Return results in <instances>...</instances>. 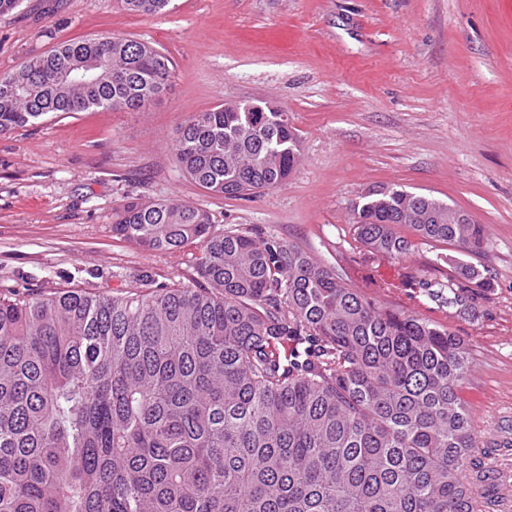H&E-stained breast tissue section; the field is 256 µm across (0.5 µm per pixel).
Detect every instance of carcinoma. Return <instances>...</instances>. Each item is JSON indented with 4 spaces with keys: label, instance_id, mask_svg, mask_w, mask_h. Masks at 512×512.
<instances>
[{
    "label": "carcinoma",
    "instance_id": "1",
    "mask_svg": "<svg viewBox=\"0 0 512 512\" xmlns=\"http://www.w3.org/2000/svg\"><path fill=\"white\" fill-rule=\"evenodd\" d=\"M155 14L170 0H122ZM172 63L133 39L69 40L0 74V134L48 115L138 111ZM190 178L237 199L283 186L301 155L288 113L226 103L178 131ZM356 239L401 257L455 249L448 303L493 289L467 258L484 225L391 186L359 197ZM112 235L146 251L196 244L199 288L0 293V512H478L494 469L473 453L461 392L470 348L384 309L298 247L212 231L175 200L126 202Z\"/></svg>",
    "mask_w": 512,
    "mask_h": 512
}]
</instances>
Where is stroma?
Here are the masks:
<instances>
[{"label":"stroma","mask_w":512,"mask_h":512,"mask_svg":"<svg viewBox=\"0 0 512 512\" xmlns=\"http://www.w3.org/2000/svg\"><path fill=\"white\" fill-rule=\"evenodd\" d=\"M121 35L173 63L161 99L136 112L47 116L0 135V292L140 291V275L198 284L189 245L146 252L112 234L135 198L208 211L213 229H251L312 254L377 306L447 325L475 358L463 397L476 455L504 478L482 512H512V0H171L153 15L120 0H20L0 13V74L73 39ZM273 102L302 136L287 183L216 198L179 165L177 132L223 103ZM467 211L490 243L493 283L478 319L433 296L435 244L368 257L352 206L372 186Z\"/></svg>","instance_id":"35a3bbf8"}]
</instances>
